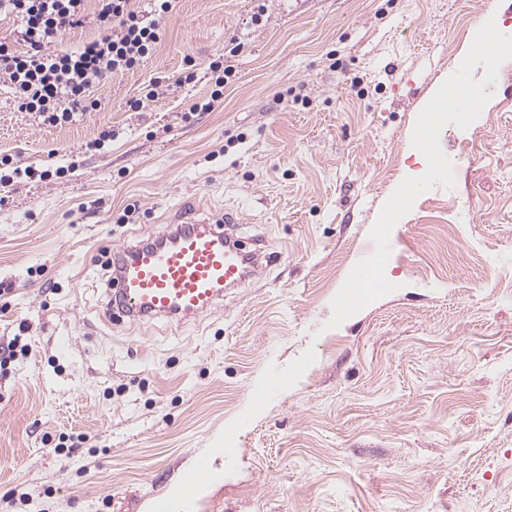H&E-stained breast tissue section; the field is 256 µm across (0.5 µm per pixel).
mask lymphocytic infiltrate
Instances as JSON below:
<instances>
[{
  "instance_id": "1",
  "label": "lymphocytic infiltrate",
  "mask_w": 512,
  "mask_h": 512,
  "mask_svg": "<svg viewBox=\"0 0 512 512\" xmlns=\"http://www.w3.org/2000/svg\"><path fill=\"white\" fill-rule=\"evenodd\" d=\"M85 0H0V11L19 23V41L0 40V85L9 87L18 108L40 113L52 125L76 113L97 110L92 91L108 75L136 69L160 41L159 20L173 0H98L103 34L78 51L53 48L62 31L82 26Z\"/></svg>"
}]
</instances>
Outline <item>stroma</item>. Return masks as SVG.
<instances>
[{"instance_id":"obj_1","label":"stroma","mask_w":512,"mask_h":512,"mask_svg":"<svg viewBox=\"0 0 512 512\" xmlns=\"http://www.w3.org/2000/svg\"><path fill=\"white\" fill-rule=\"evenodd\" d=\"M490 11L512 24V0H176L96 111L50 125L0 86V157L37 172L0 185V347L29 348L0 370V512H156L202 457L187 512H512V60L440 138L454 189L391 233L397 291L325 327ZM228 208L255 279L181 324L108 315V258ZM260 376L288 390L225 460Z\"/></svg>"}]
</instances>
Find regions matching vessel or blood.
Returning a JSON list of instances; mask_svg holds the SVG:
<instances>
[{"label":"vessel or blood","mask_w":512,"mask_h":512,"mask_svg":"<svg viewBox=\"0 0 512 512\" xmlns=\"http://www.w3.org/2000/svg\"><path fill=\"white\" fill-rule=\"evenodd\" d=\"M258 270L244 247L228 238L222 221L191 219L126 249L113 288L129 321L184 322L210 313L226 290L241 287Z\"/></svg>","instance_id":"obj_1"}]
</instances>
